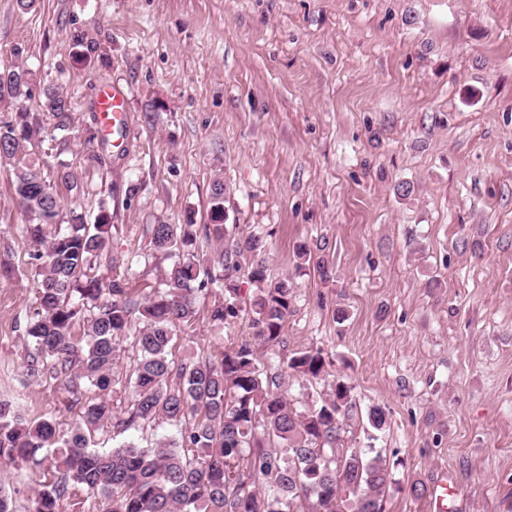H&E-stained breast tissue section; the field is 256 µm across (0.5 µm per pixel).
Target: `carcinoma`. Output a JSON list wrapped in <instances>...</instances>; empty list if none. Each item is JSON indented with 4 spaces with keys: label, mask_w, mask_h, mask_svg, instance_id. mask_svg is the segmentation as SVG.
<instances>
[{
    "label": "carcinoma",
    "mask_w": 512,
    "mask_h": 512,
    "mask_svg": "<svg viewBox=\"0 0 512 512\" xmlns=\"http://www.w3.org/2000/svg\"><path fill=\"white\" fill-rule=\"evenodd\" d=\"M30 81L25 70L0 72V103L15 104L0 119V161L14 159L41 132L40 118L24 105ZM42 108L66 126L70 102L56 88L44 91ZM14 189L29 216L23 233L43 246L31 254L37 289L25 375L33 384L61 385L63 408L76 413L61 430L52 417L22 419L0 399V460L42 468L34 512H63L65 504L83 512H385L396 483L386 459L344 447L353 388L336 378L326 396L302 410L288 397V375L324 381L332 361L320 347L284 351L292 287L269 277L262 236L229 235L223 181L213 183L209 223L148 229L147 251L130 263L157 253L174 262L142 304L127 278L94 274L109 245V210L101 208L92 225L75 209L62 215L56 186L34 164L16 168ZM212 240L222 246L219 273L204 260ZM244 268L253 286L246 308L237 284ZM208 288L224 289L209 320L221 327L244 310L251 335L218 355L189 351L174 360L176 329L192 325L198 294ZM81 324L87 334L79 338ZM124 342L134 359L118 376ZM121 384L127 406L115 414L110 395ZM160 420L176 427L178 438L92 448L93 434L108 424L126 431Z\"/></svg>",
    "instance_id": "1"
}]
</instances>
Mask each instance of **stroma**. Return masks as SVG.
<instances>
[{
  "instance_id": "1",
  "label": "stroma",
  "mask_w": 512,
  "mask_h": 512,
  "mask_svg": "<svg viewBox=\"0 0 512 512\" xmlns=\"http://www.w3.org/2000/svg\"><path fill=\"white\" fill-rule=\"evenodd\" d=\"M12 66L34 74L28 108L50 86L70 102L66 129L45 117L18 158L79 175L64 209L90 223L111 212L100 276L132 272L149 293L172 260L131 265L144 227L206 223L223 180L227 225L262 233L271 277L294 285L289 350L323 348L354 388L345 437L386 455L387 512H433L414 482L447 484V512H512V0H0V69ZM110 84L130 120L101 141ZM13 180L0 163V398L65 429L57 384L24 376L35 245ZM248 333L246 317L219 333L201 312L177 344L215 351ZM377 405L381 431L367 422ZM177 436L159 423L94 441ZM38 479L0 466L18 512Z\"/></svg>"
}]
</instances>
